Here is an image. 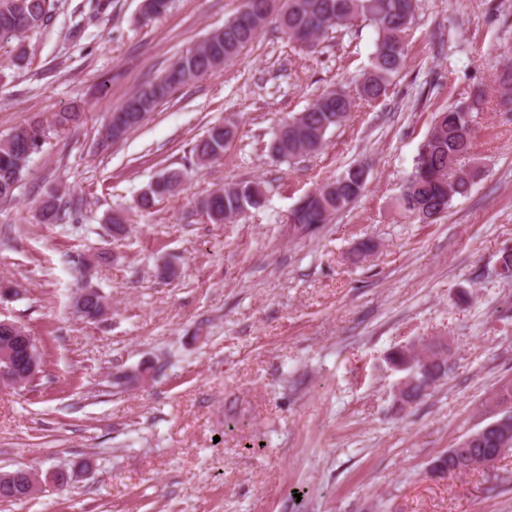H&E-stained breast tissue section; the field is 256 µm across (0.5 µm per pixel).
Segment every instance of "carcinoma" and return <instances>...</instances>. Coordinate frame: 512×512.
Instances as JSON below:
<instances>
[{
	"mask_svg": "<svg viewBox=\"0 0 512 512\" xmlns=\"http://www.w3.org/2000/svg\"><path fill=\"white\" fill-rule=\"evenodd\" d=\"M169 3L170 0H143V15L156 19L167 12ZM58 7L59 0H0V48L11 46L12 61L22 62L27 54L24 37L47 27ZM416 12L417 0H243L242 9L224 27L176 56L159 78L125 99L118 108L127 117L122 135L140 126L141 121L134 119V113L149 114L189 80L222 69L251 46L270 24L287 34L300 51L312 54L328 34L348 30L360 20L369 21L376 27L375 51L369 68L354 89L348 91L340 86L321 93L304 111L284 120L273 133L272 139L281 142L273 155L278 161L290 162L316 154L324 148L327 134L342 125L356 103L372 104L386 96L404 65L406 39ZM497 81L501 88L500 106L511 112L512 66L502 68ZM482 103L479 93L466 103L449 106L437 116L398 198V207L405 215L425 221L429 210L443 213L456 196L468 192L480 169L455 175L453 166L472 152L469 127L473 124V113L481 109ZM81 116L82 112L75 107L56 113L50 121L35 116L27 125L0 138V204L14 200L32 156L42 149L49 131L57 134L68 131ZM230 134L231 130L224 129L222 124L211 126L192 147L197 165L205 167L218 161L224 155V137ZM120 136L110 124L104 129L103 139L107 143ZM184 178L180 169L163 170L156 182L147 185L148 192L137 199V206L147 210L156 202L178 194ZM365 188L366 184L360 182L358 173L350 166L335 180L306 195L302 205L292 211L290 223L302 233H312L318 225L327 223L332 215L355 202ZM264 202L260 183L242 181L226 184L199 198L196 207L210 222L222 224L261 208ZM83 207V199L53 192L39 201L37 214L43 224H56L67 216L77 221ZM108 309L106 298L96 293L86 299L83 318L96 322L99 312ZM451 359L448 344L439 338L392 350L388 363L410 379L394 395L396 408L402 410L431 396L448 377ZM503 453L499 437L490 433L454 453L440 454L435 461L466 472L486 465Z\"/></svg>",
	"mask_w": 512,
	"mask_h": 512,
	"instance_id": "obj_1",
	"label": "carcinoma"
}]
</instances>
